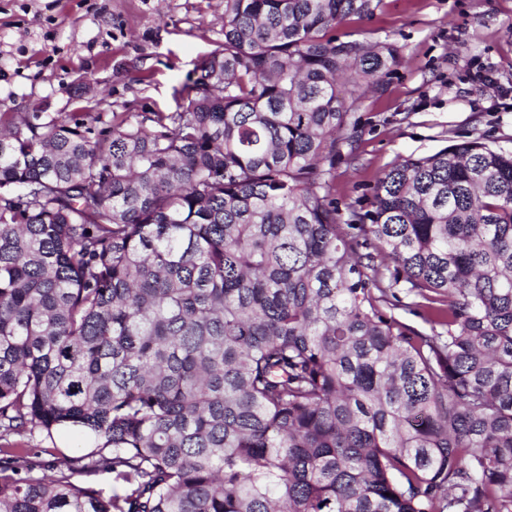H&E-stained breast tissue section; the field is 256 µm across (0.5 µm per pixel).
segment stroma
Masks as SVG:
<instances>
[{"mask_svg": "<svg viewBox=\"0 0 512 512\" xmlns=\"http://www.w3.org/2000/svg\"><path fill=\"white\" fill-rule=\"evenodd\" d=\"M224 0H0V114L176 112L223 38ZM342 40L391 42L406 58L352 115L362 130L333 163L341 221L369 209L398 160L478 139L512 148V0H383ZM491 70L493 85L478 79ZM46 466L87 453L78 431L24 435Z\"/></svg>", "mask_w": 512, "mask_h": 512, "instance_id": "stroma-1", "label": "stroma"}]
</instances>
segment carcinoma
<instances>
[{
  "instance_id": "1",
  "label": "carcinoma",
  "mask_w": 512,
  "mask_h": 512,
  "mask_svg": "<svg viewBox=\"0 0 512 512\" xmlns=\"http://www.w3.org/2000/svg\"><path fill=\"white\" fill-rule=\"evenodd\" d=\"M381 2L224 0L182 111L0 128V512H512V150L346 224L323 166L404 62L327 36ZM62 428L51 474L8 442ZM395 291L398 292V295L402 298L403 301L402 303H399L401 305L394 307L390 306L392 308L391 312L395 315V317L417 331L431 334V325L424 320L421 309L415 306H402L406 305V303L410 302L411 300L405 298L404 294L401 293L400 290Z\"/></svg>"
}]
</instances>
